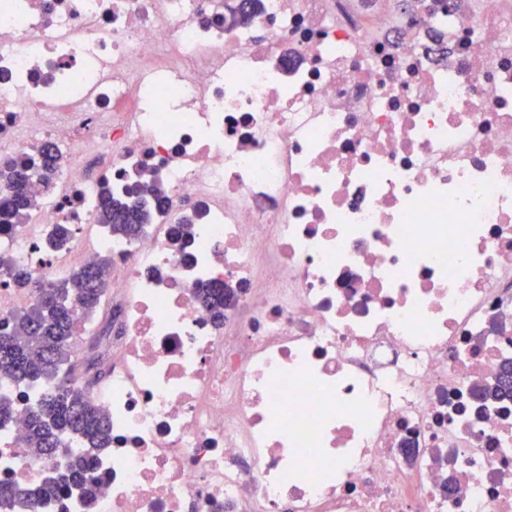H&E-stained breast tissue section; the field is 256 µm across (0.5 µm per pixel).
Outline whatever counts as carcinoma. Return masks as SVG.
Listing matches in <instances>:
<instances>
[{"label": "carcinoma", "mask_w": 512, "mask_h": 512, "mask_svg": "<svg viewBox=\"0 0 512 512\" xmlns=\"http://www.w3.org/2000/svg\"><path fill=\"white\" fill-rule=\"evenodd\" d=\"M62 157L50 145L41 149L37 160H8L0 163V181L8 193L0 196V225L21 224L33 207L29 184L33 180L50 188L59 173ZM139 194L133 188L125 194L100 187L96 223L110 234L137 238L151 223L146 202L131 200ZM108 259L80 269L50 284H44L23 268L9 270L19 288L35 294V302L25 314L0 324V374L28 388L40 389L28 418L27 440L37 456H52L61 448L77 445L81 451L64 454L54 475L43 479L37 489L0 483V499L12 512H35L47 500L78 487L90 496L89 480L93 457L109 450L112 422L95 404L89 390L69 378L76 364L69 348L74 337L77 314L92 316L105 294ZM203 306L218 318L224 312V286L201 288L197 292Z\"/></svg>", "instance_id": "carcinoma-1"}]
</instances>
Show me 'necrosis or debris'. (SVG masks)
Segmentation results:
<instances>
[{
	"mask_svg": "<svg viewBox=\"0 0 512 512\" xmlns=\"http://www.w3.org/2000/svg\"><path fill=\"white\" fill-rule=\"evenodd\" d=\"M385 2L0 0V161L63 157L0 230V321L7 268L112 260L70 348L112 451L40 512H512V401L470 397L512 359V0ZM106 178L163 197L150 233H95ZM1 392L0 481L36 484ZM198 299L203 306L211 309L215 319L223 320L224 312V285H215L208 288H199ZM222 315V318H218Z\"/></svg>",
	"mask_w": 512,
	"mask_h": 512,
	"instance_id": "obj_1",
	"label": "necrosis or debris"
}]
</instances>
